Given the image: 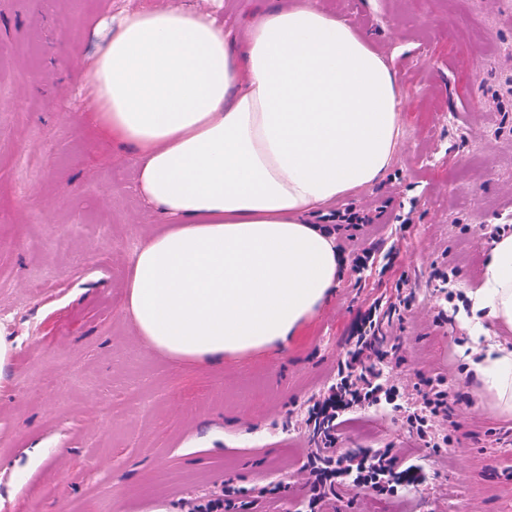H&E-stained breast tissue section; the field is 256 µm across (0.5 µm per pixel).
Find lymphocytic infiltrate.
I'll use <instances>...</instances> for the list:
<instances>
[{
    "mask_svg": "<svg viewBox=\"0 0 512 512\" xmlns=\"http://www.w3.org/2000/svg\"><path fill=\"white\" fill-rule=\"evenodd\" d=\"M366 334H359L356 347L344 362L339 363L335 383L327 386L321 402L315 403L311 420H324L331 433L326 447L309 454L307 465L314 477L311 489L315 501H324L333 494L340 480H347L355 488L366 489L403 505L408 491L420 486L424 475L410 465L411 451L407 448H385L373 459H360L353 455L336 453L333 428L351 422L357 409L381 400H394L399 394L396 386L379 382L370 362ZM455 403V396L442 379H427L424 389L409 407L406 417L409 432L426 448L448 444L449 435L439 428L447 419Z\"/></svg>",
    "mask_w": 512,
    "mask_h": 512,
    "instance_id": "lymphocytic-infiltrate-1",
    "label": "lymphocytic infiltrate"
}]
</instances>
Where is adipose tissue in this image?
Masks as SVG:
<instances>
[{
  "label": "adipose tissue",
  "instance_id": "adipose-tissue-1",
  "mask_svg": "<svg viewBox=\"0 0 512 512\" xmlns=\"http://www.w3.org/2000/svg\"><path fill=\"white\" fill-rule=\"evenodd\" d=\"M104 34L79 87L83 126L128 146L132 192L164 218L132 254L122 310L175 362L282 348L334 296L346 261L321 223L374 188L401 146L397 72L316 0L258 13L244 37L212 11L144 8ZM459 319L512 329V233L484 256ZM479 391L512 415V350L470 360Z\"/></svg>",
  "mask_w": 512,
  "mask_h": 512
}]
</instances>
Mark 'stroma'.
I'll return each instance as SVG.
<instances>
[{
	"label": "stroma",
	"mask_w": 512,
	"mask_h": 512,
	"mask_svg": "<svg viewBox=\"0 0 512 512\" xmlns=\"http://www.w3.org/2000/svg\"><path fill=\"white\" fill-rule=\"evenodd\" d=\"M210 0H0V323L19 339L0 394V512H186L233 486L224 512H305L301 419L331 380L360 316L380 317L395 355L378 365L412 399L446 376L464 405L449 446L417 448L428 473L409 512H512V417L465 374L456 318L478 288L494 227L512 226V0H319L400 78L399 153L373 189L338 200L347 267L334 297L283 349L223 368L177 366L147 347L121 308L134 249L164 219L131 191L127 146L79 123L92 28L122 11ZM410 442L401 410L373 407L339 451ZM267 497H259L260 487Z\"/></svg>",
	"instance_id": "1"
}]
</instances>
